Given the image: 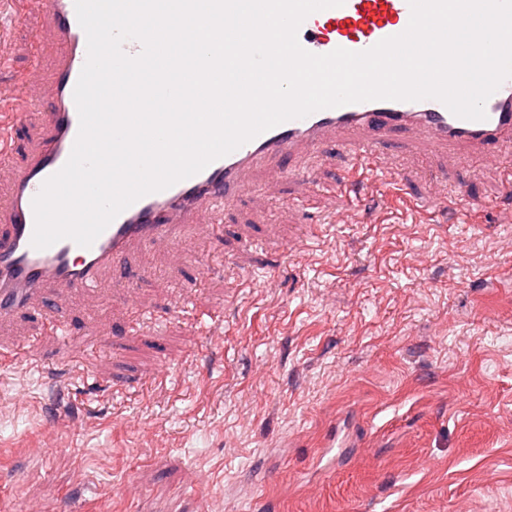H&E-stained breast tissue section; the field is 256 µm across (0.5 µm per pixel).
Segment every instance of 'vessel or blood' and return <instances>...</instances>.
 <instances>
[{
    "label": "vessel or blood",
    "mask_w": 512,
    "mask_h": 512,
    "mask_svg": "<svg viewBox=\"0 0 512 512\" xmlns=\"http://www.w3.org/2000/svg\"><path fill=\"white\" fill-rule=\"evenodd\" d=\"M38 2L55 35L49 51L40 35L32 37L34 60L45 65L46 75L35 84L22 74L0 82V183L8 189L0 202V325L35 305L53 333L69 346L90 351L102 347L105 337L72 336L53 307L44 304L48 290L100 292L105 273H127L133 248L151 249L176 240L178 230L201 209H231L254 171L270 169L293 178L307 174L303 157L322 153L331 140H339L341 149L364 169L373 168L388 141L412 133L444 151L482 155L512 150V77L486 101V117L480 121L459 118L435 99L326 108L269 129L194 176L140 198L91 247L64 239L37 249L31 244L32 202L72 152L79 130L73 92L87 58L86 34L77 21L74 0ZM409 20L407 0H345L342 6L309 15L298 39L304 49L318 55L339 47L363 51L402 33ZM32 124L37 133L26 150H19L18 135Z\"/></svg>",
    "instance_id": "obj_1"
}]
</instances>
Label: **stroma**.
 Here are the masks:
<instances>
[{"label": "stroma", "mask_w": 512, "mask_h": 512, "mask_svg": "<svg viewBox=\"0 0 512 512\" xmlns=\"http://www.w3.org/2000/svg\"><path fill=\"white\" fill-rule=\"evenodd\" d=\"M384 153L356 195L337 147L316 183L258 174L219 236L142 255L111 306L57 292L75 335L118 347L80 355L27 315L1 331L41 363L0 367V505L512 512V154Z\"/></svg>", "instance_id": "1"}]
</instances>
